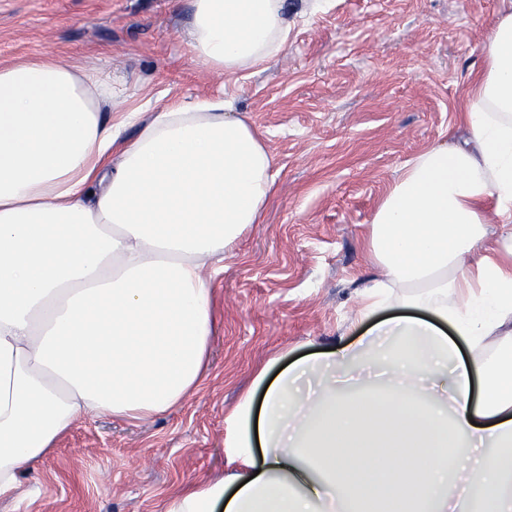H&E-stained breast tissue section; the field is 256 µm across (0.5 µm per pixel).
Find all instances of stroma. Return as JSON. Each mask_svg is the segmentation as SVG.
Here are the masks:
<instances>
[{
	"label": "stroma",
	"mask_w": 512,
	"mask_h": 512,
	"mask_svg": "<svg viewBox=\"0 0 512 512\" xmlns=\"http://www.w3.org/2000/svg\"><path fill=\"white\" fill-rule=\"evenodd\" d=\"M496 0H288V46L230 77L195 64L189 0H0V60L54 54L126 87L123 111L221 96L262 134L276 189L224 269L211 275L208 376L147 421L81 420L20 476L0 512H164L168 496L216 481L224 415L273 356L351 340L376 274L373 215L401 167L448 141L481 60Z\"/></svg>",
	"instance_id": "stroma-1"
}]
</instances>
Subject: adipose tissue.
Segmentation results:
<instances>
[{"label":"adipose tissue","mask_w":512,"mask_h":512,"mask_svg":"<svg viewBox=\"0 0 512 512\" xmlns=\"http://www.w3.org/2000/svg\"><path fill=\"white\" fill-rule=\"evenodd\" d=\"M289 35L285 0H190V51L214 75L272 62ZM114 93L61 57L0 61V499L75 421L145 420L199 390L202 270H223L275 190L263 137L223 98L112 125ZM464 112L462 138L407 161L372 218L361 336L272 358L224 418L235 470L165 512H512V0Z\"/></svg>","instance_id":"ef3b65f1"}]
</instances>
